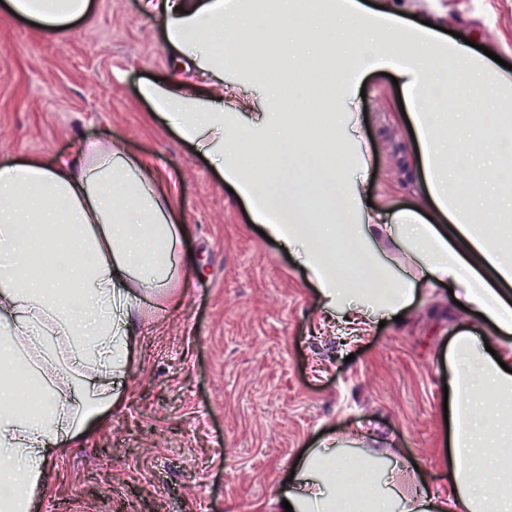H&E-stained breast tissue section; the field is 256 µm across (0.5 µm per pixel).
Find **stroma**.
I'll return each instance as SVG.
<instances>
[{
  "label": "stroma",
  "instance_id": "35a3bbf8",
  "mask_svg": "<svg viewBox=\"0 0 512 512\" xmlns=\"http://www.w3.org/2000/svg\"><path fill=\"white\" fill-rule=\"evenodd\" d=\"M149 0H91L87 15L52 33L0 6V164L47 163L111 140L165 168L195 268L186 297L139 300L141 366L118 387L123 406L82 446L51 458L50 493L31 512H262L293 459L329 434L363 428L342 446L414 471L437 489L452 336L495 343L479 315L449 313L447 286H422L414 311L354 332L318 307L294 251L260 235L244 202L205 156L156 117L141 84L178 78L206 93L201 72L182 67ZM472 43L495 45L512 64V0H410ZM308 31L282 47L279 77L299 110L311 107L322 64L291 59ZM359 100L365 193L393 210L416 207L407 185L416 146L394 125L400 91L377 71ZM280 189L323 182L328 160L276 149Z\"/></svg>",
  "mask_w": 512,
  "mask_h": 512
}]
</instances>
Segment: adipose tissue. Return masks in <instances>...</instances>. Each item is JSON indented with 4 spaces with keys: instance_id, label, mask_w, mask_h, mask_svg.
Segmentation results:
<instances>
[{
    "instance_id": "obj_1",
    "label": "adipose tissue",
    "mask_w": 512,
    "mask_h": 512,
    "mask_svg": "<svg viewBox=\"0 0 512 512\" xmlns=\"http://www.w3.org/2000/svg\"><path fill=\"white\" fill-rule=\"evenodd\" d=\"M14 14L58 32L83 17L90 0H7ZM336 27V56L345 63L336 81L330 126L347 156L334 168L329 220L316 223L307 202L277 191L270 175L239 161L243 150L265 154L290 130L275 112H258L243 97L202 101L173 82L141 85V96L198 152L213 158L224 182L249 206L267 236L296 249L320 306L342 311L359 325L406 312L421 283L452 285L469 312L481 313L508 342L489 353L475 338L453 336L448 345L449 432L442 467L443 493L430 495L409 468L392 466L371 482L365 498L341 489L347 475L373 468L340 454L325 437L303 452L283 481L275 512H512V426L499 409L512 397V308L500 298L512 285V252L489 248L479 223L512 217V114L487 121L484 108H460L443 125L444 101L460 89L497 104L512 95V72L422 23L403 7L371 9L360 0H328ZM161 21L176 52L209 73L212 89L224 82L223 56L197 40L209 27L262 36L261 14L250 0H159ZM357 29L360 47L349 46ZM393 73L406 106L396 122H409L420 150V183L427 215L368 206V165L356 111L358 86L375 70ZM253 121L240 124L241 113ZM481 174L480 192L464 194L466 176ZM166 175L128 158L109 143L93 145L48 165L29 158L0 165V512H30L53 482L48 456L62 454L108 423L123 396L116 379L136 372L134 303L148 292L188 288L192 261L179 251L182 227ZM344 233L365 270L362 287L343 275L330 245ZM401 246L396 277L378 261L384 240ZM51 251L63 277L36 276L35 254ZM392 264V265H393ZM35 402L20 401L19 389Z\"/></svg>"
}]
</instances>
